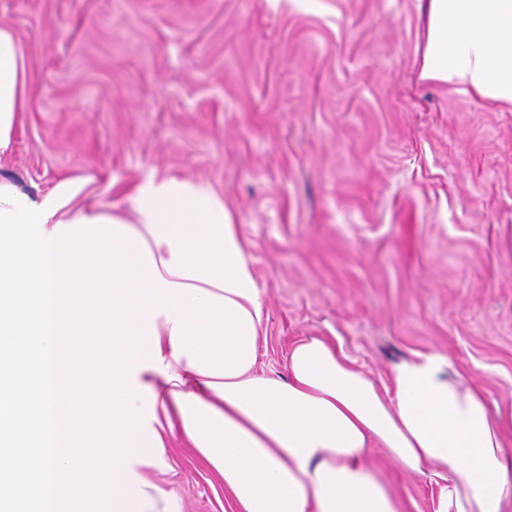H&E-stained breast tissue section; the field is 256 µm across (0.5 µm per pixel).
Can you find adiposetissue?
Instances as JSON below:
<instances>
[{
  "label": "adipose tissue",
  "mask_w": 512,
  "mask_h": 512,
  "mask_svg": "<svg viewBox=\"0 0 512 512\" xmlns=\"http://www.w3.org/2000/svg\"><path fill=\"white\" fill-rule=\"evenodd\" d=\"M426 28L421 76L469 87L512 105V0H417ZM22 63L0 28V154L23 110ZM129 229L149 248L157 284L194 285L251 315L263 335L265 290L224 202L204 184L150 180L131 201ZM158 349H140L134 381L155 396L137 430L135 458L112 480L110 512H180L149 473L165 466V435L179 433L224 480L241 512H402L370 461L383 448L404 471L427 475L432 512H512V455L485 392L466 384L449 357L417 352L393 366L380 390L340 346L300 340L286 377L252 364L240 376L203 375L175 354L172 323L157 314ZM160 353L164 370L152 368Z\"/></svg>",
  "instance_id": "ef3b65f1"
}]
</instances>
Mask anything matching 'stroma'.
Masks as SVG:
<instances>
[{"label":"stroma","mask_w":512,"mask_h":512,"mask_svg":"<svg viewBox=\"0 0 512 512\" xmlns=\"http://www.w3.org/2000/svg\"><path fill=\"white\" fill-rule=\"evenodd\" d=\"M24 112L0 181L130 214L144 182L207 184L241 226L269 316L260 364L305 336L379 385L449 356L512 427V106L425 81L414 0H0ZM403 512L422 474L374 449ZM181 512H238L178 436Z\"/></svg>","instance_id":"stroma-1"}]
</instances>
